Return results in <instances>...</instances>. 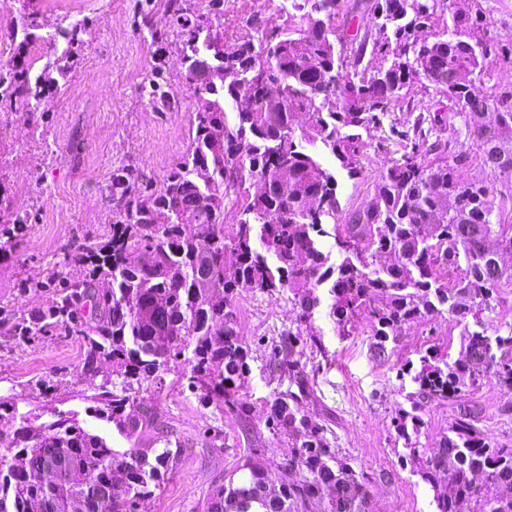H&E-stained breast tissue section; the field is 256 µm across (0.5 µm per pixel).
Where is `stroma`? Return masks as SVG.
<instances>
[{
    "label": "stroma",
    "mask_w": 512,
    "mask_h": 512,
    "mask_svg": "<svg viewBox=\"0 0 512 512\" xmlns=\"http://www.w3.org/2000/svg\"><path fill=\"white\" fill-rule=\"evenodd\" d=\"M287 0H224L212 15L214 28L232 40L246 19L261 15L266 30L288 19ZM36 12L38 34L84 22V44L70 60L60 93L46 97L34 117L18 105L0 102V192L12 207L27 211L28 224L17 237L0 239V396L12 398L19 413L50 420L51 410L71 415L118 451L143 447L145 438L126 437L95 410L94 387L80 377L83 345L62 329L36 339L13 332L19 317L41 310L55 277L83 279L86 268L75 256L100 241L112 225V172L131 167L152 188L188 147L196 99L183 79L176 39L155 43L153 31H167V0H0V39L21 30L25 13ZM164 59L165 91L180 102L176 112H160L140 87L156 59ZM362 170L336 172L342 210L368 205L382 171L399 158V144L384 142L380 130L365 133ZM234 305L241 339L249 349V375L239 392L252 411L219 408L200 400L180 369L156 385L154 405L160 421L173 425L182 456L154 496L139 512H198L215 481L246 461L275 469L287 460L291 442L273 435L262 408L290 385L287 371L271 362L272 349L296 330L299 309L288 292H240ZM319 307L314 323L321 345L305 349L301 368L318 397L309 412H332L333 448L366 472L374 512H436L433 492L398 440L391 420L410 408L415 385L406 366H420L428 348L459 353L464 325L448 314L406 326L384 354L372 347L367 320L358 319L347 334L337 332ZM52 379L51 388L41 387ZM475 408L480 428L495 442L512 447V391L492 375L465 396ZM459 408L431 400L419 411L420 442L425 451L447 435Z\"/></svg>",
    "instance_id": "stroma-1"
}]
</instances>
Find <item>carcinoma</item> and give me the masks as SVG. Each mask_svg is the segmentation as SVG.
Wrapping results in <instances>:
<instances>
[{"mask_svg": "<svg viewBox=\"0 0 512 512\" xmlns=\"http://www.w3.org/2000/svg\"><path fill=\"white\" fill-rule=\"evenodd\" d=\"M288 26L257 46L251 32L262 30L258 16L246 21L224 71L246 73L212 85L205 77L212 62L208 40H224L209 15L224 11V0H168V13L181 39L184 80L197 108L185 154L164 176L158 189L138 184L129 167L112 171L110 190L119 205L102 242L83 248L95 259L89 278L57 289L45 308L19 327L29 339L63 325L81 337V376L95 384L99 365L123 379L113 393L105 378L97 385L96 412L125 435L148 430L164 448L125 452L88 432L72 416L34 425L19 418L12 446L0 455V512H137L140 501L155 494L164 474L183 453L172 447L158 422L143 384L162 380L176 365L204 402L249 411L239 398L249 373L248 350L240 336L233 300L244 289L274 293L288 289L301 310V326L274 360L288 362L292 389L266 408L268 429L293 442V454L278 465L280 485L273 495L261 487L262 469L241 465L208 494L203 512H373L369 478L336 453L327 434L332 414L303 411L317 400L294 355L320 345L311 324L320 293L331 299L339 331L364 316L373 348L386 350L405 326L446 313L465 327L460 357H422L412 376L417 391L411 410L396 412L392 427L410 452L420 445L422 402L454 404L491 373L512 390V330L490 336L483 313L493 308L500 288L512 275L494 276L495 242L512 243L491 197L497 184L512 187V87L493 82L501 64L512 67V42L491 34V22L478 0H291ZM369 13L375 31L357 19ZM83 23L60 29L47 41L67 40L73 53ZM381 58L369 70L364 56ZM162 63L147 73L142 89L160 112L178 108L164 90ZM269 80L287 92L265 96ZM428 82L448 96V112L413 121L391 122L382 140L404 144V153L378 178L371 203L341 212L336 177L307 142L334 156L353 177L361 173L362 132L383 127V118L399 109L416 111L402 91ZM58 81L28 68L0 73V98L36 112ZM235 105L228 122L225 104ZM309 115L295 128L293 112ZM452 136L444 141L442 131ZM466 141L470 146L459 144ZM505 147L499 172L489 182L467 176L473 162H484L491 146ZM269 179L278 189L245 203L242 218L224 232V197L243 179ZM171 214L167 224L156 213ZM28 215L7 211L3 234L12 236ZM336 225L337 259L319 239L324 225ZM265 253H259L256 243ZM235 265H224V253ZM224 292V308L209 304L201 278ZM91 303L90 316L78 304ZM471 409L459 412L421 467L420 477L434 491L437 512H512V448L486 437ZM60 470L50 486L37 481L45 469Z\"/></svg>", "mask_w": 512, "mask_h": 512, "instance_id": "obj_1", "label": "carcinoma"}]
</instances>
